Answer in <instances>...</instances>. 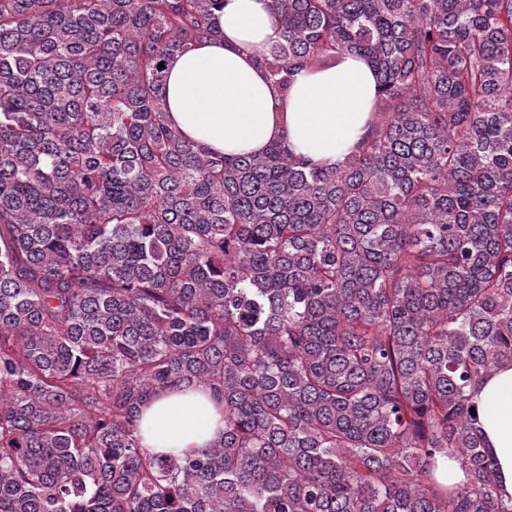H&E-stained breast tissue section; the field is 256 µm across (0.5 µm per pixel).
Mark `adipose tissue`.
<instances>
[{"mask_svg": "<svg viewBox=\"0 0 512 512\" xmlns=\"http://www.w3.org/2000/svg\"><path fill=\"white\" fill-rule=\"evenodd\" d=\"M218 34L169 62L168 118L189 140L223 154L261 153L286 139L313 162L342 163L367 131L377 79L345 54L329 68L299 71L287 92L273 89L256 58L280 34L269 0H224ZM480 424L506 494L512 495V365L475 389ZM224 429L222 404L207 390L179 388L141 410L144 447L161 455L207 447Z\"/></svg>", "mask_w": 512, "mask_h": 512, "instance_id": "1", "label": "adipose tissue"}]
</instances>
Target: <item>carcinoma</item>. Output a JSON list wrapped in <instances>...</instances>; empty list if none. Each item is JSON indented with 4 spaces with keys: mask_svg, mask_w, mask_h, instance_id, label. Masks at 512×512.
<instances>
[{
    "mask_svg": "<svg viewBox=\"0 0 512 512\" xmlns=\"http://www.w3.org/2000/svg\"><path fill=\"white\" fill-rule=\"evenodd\" d=\"M269 4L277 88L378 78L337 166L168 124L224 0H0V512H512L470 413L512 364V0ZM180 386L224 431L154 454ZM140 418L142 445L161 455L205 448L224 429L222 404L209 390L171 389L149 399Z\"/></svg>",
    "mask_w": 512,
    "mask_h": 512,
    "instance_id": "1",
    "label": "carcinoma"
}]
</instances>
